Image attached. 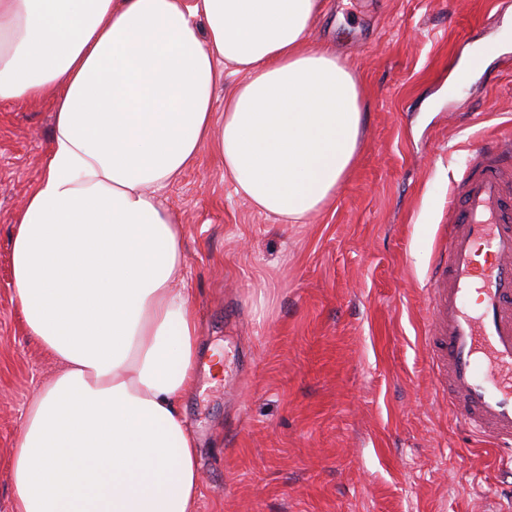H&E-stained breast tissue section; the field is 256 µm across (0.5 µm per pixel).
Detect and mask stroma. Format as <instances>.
<instances>
[{
  "label": "stroma",
  "instance_id": "obj_1",
  "mask_svg": "<svg viewBox=\"0 0 512 512\" xmlns=\"http://www.w3.org/2000/svg\"><path fill=\"white\" fill-rule=\"evenodd\" d=\"M312 38L365 91L362 146L302 224L253 210L203 149L162 191L204 353L182 408L197 512H491L512 468L436 395L426 297L472 148L512 137V0H328ZM53 91L0 108V512L24 409L55 365L14 301L10 243L47 161Z\"/></svg>",
  "mask_w": 512,
  "mask_h": 512
}]
</instances>
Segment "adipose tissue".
<instances>
[{"instance_id":"ef3b65f1","label":"adipose tissue","mask_w":512,"mask_h":512,"mask_svg":"<svg viewBox=\"0 0 512 512\" xmlns=\"http://www.w3.org/2000/svg\"><path fill=\"white\" fill-rule=\"evenodd\" d=\"M323 0H0V106L55 90L15 219L28 335L55 361L10 457L14 512H195L199 318L160 193L204 147L259 212L302 224L360 150L362 89L310 39ZM239 79L224 89L221 67Z\"/></svg>"}]
</instances>
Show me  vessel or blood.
Returning a JSON list of instances; mask_svg holds the SVG:
<instances>
[{"instance_id":"1","label":"vessel or blood","mask_w":512,"mask_h":512,"mask_svg":"<svg viewBox=\"0 0 512 512\" xmlns=\"http://www.w3.org/2000/svg\"><path fill=\"white\" fill-rule=\"evenodd\" d=\"M430 282V364L449 405L512 445V139L473 149Z\"/></svg>"}]
</instances>
